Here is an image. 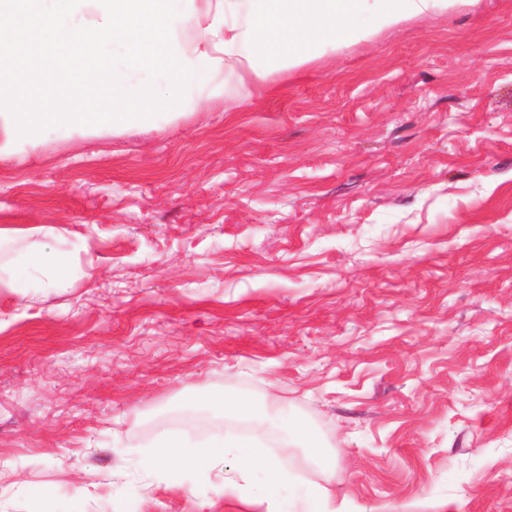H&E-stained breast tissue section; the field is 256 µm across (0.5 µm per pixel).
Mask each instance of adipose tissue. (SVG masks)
Listing matches in <instances>:
<instances>
[{
	"label": "adipose tissue",
	"instance_id": "adipose-tissue-1",
	"mask_svg": "<svg viewBox=\"0 0 512 512\" xmlns=\"http://www.w3.org/2000/svg\"><path fill=\"white\" fill-rule=\"evenodd\" d=\"M439 0H193L197 36L183 53L195 67L188 111L223 99L225 71L241 80L299 67L372 31L425 16ZM52 267L47 285L61 287L59 261L31 249L0 288L21 290L30 271Z\"/></svg>",
	"mask_w": 512,
	"mask_h": 512
}]
</instances>
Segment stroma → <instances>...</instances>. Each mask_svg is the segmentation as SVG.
<instances>
[{"instance_id":"35a3bbf8","label":"stroma","mask_w":512,"mask_h":512,"mask_svg":"<svg viewBox=\"0 0 512 512\" xmlns=\"http://www.w3.org/2000/svg\"><path fill=\"white\" fill-rule=\"evenodd\" d=\"M0 512H268L140 469L194 397L279 409L338 512H512V0L448 8L122 135L0 159ZM17 268L9 274L2 275L0 270V288H9L19 291L24 288L27 274L32 270L43 267H52L53 274L47 282L49 288L61 287L65 280L64 267L60 265L59 258L52 261L40 249H31L23 253L17 260Z\"/></svg>"}]
</instances>
